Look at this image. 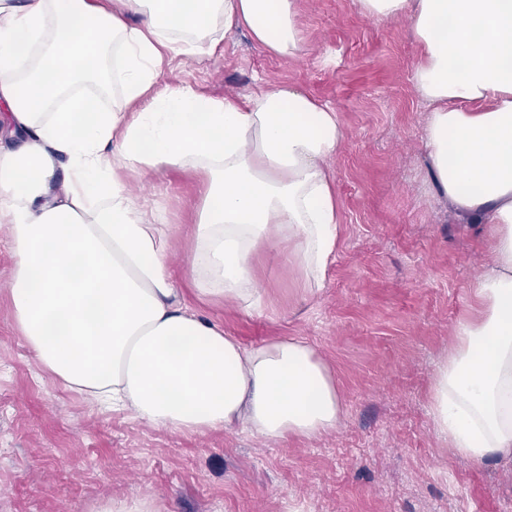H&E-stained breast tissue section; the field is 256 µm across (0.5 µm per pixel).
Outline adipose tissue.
Listing matches in <instances>:
<instances>
[{"mask_svg":"<svg viewBox=\"0 0 512 512\" xmlns=\"http://www.w3.org/2000/svg\"><path fill=\"white\" fill-rule=\"evenodd\" d=\"M356 5L378 22L407 21L421 50L411 80L428 110L432 182L460 215L491 226L478 315L457 323L432 386L436 432L481 464L512 452V0ZM224 26L287 61L307 51L295 0H0L12 321L51 380L146 424L312 440L342 418L336 374L315 346L299 336L244 345L181 288L275 320L255 254L288 246L313 296L339 247L335 108L276 83L221 101L185 86L152 96L165 56L202 52ZM109 53L125 102L149 99L143 111H109L89 94ZM161 168L202 174L180 280L169 225L125 187L127 172Z\"/></svg>","mask_w":512,"mask_h":512,"instance_id":"obj_1","label":"adipose tissue"}]
</instances>
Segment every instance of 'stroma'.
<instances>
[{
    "mask_svg": "<svg viewBox=\"0 0 512 512\" xmlns=\"http://www.w3.org/2000/svg\"><path fill=\"white\" fill-rule=\"evenodd\" d=\"M307 53L286 61L230 30L212 50L175 57L155 92L180 85L220 100L261 81L296 84L336 108L345 141L330 162L343 206L324 286L304 300L284 255L255 270L281 313L221 303L198 311L250 345L302 336L336 371L345 417L314 440H265L238 426L204 436L149 426L52 384L13 327V257L0 224V512H95L122 497L161 512H512V453L476 466L452 453L430 416L434 372L453 329L474 317L492 261L487 227L443 202L428 173L426 106L411 73L406 21L364 19L354 0H296ZM199 173L129 174L184 254Z\"/></svg>",
    "mask_w": 512,
    "mask_h": 512,
    "instance_id": "stroma-1",
    "label": "stroma"
}]
</instances>
